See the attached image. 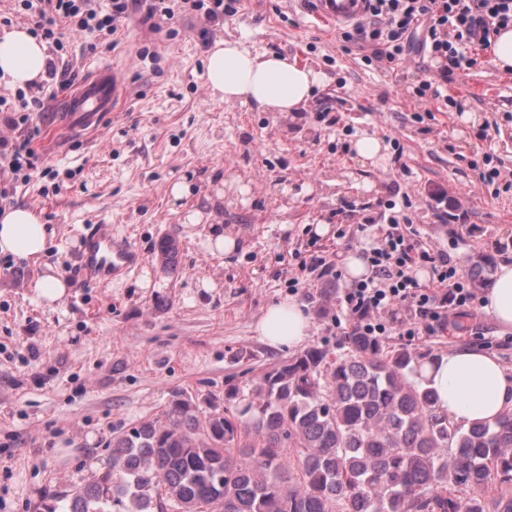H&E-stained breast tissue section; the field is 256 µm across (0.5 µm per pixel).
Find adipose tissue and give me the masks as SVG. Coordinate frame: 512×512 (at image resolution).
Masks as SVG:
<instances>
[{
	"label": "adipose tissue",
	"instance_id": "1",
	"mask_svg": "<svg viewBox=\"0 0 512 512\" xmlns=\"http://www.w3.org/2000/svg\"><path fill=\"white\" fill-rule=\"evenodd\" d=\"M48 60L45 43L28 29L20 27L0 36V78L10 86H37L46 77ZM205 81L221 100L293 114L307 107L321 76L290 57L255 55L240 40L222 38L207 52ZM46 244L45 226L32 210L0 212V254L36 259ZM481 310L502 331L512 332V257L499 261L482 296ZM310 327L303 307L291 299L268 307L255 331L271 347L296 348L306 341ZM420 374L435 390L439 410L455 422L492 421L512 411V374L484 351L463 348L431 358Z\"/></svg>",
	"mask_w": 512,
	"mask_h": 512
}]
</instances>
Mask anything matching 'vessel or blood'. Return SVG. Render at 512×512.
<instances>
[{
	"instance_id": "1",
	"label": "vessel or blood",
	"mask_w": 512,
	"mask_h": 512,
	"mask_svg": "<svg viewBox=\"0 0 512 512\" xmlns=\"http://www.w3.org/2000/svg\"><path fill=\"white\" fill-rule=\"evenodd\" d=\"M311 2L313 12L330 16L340 25L359 21L367 13L368 0ZM121 92L118 74L112 66L98 67L65 96L67 130L85 133L97 131L104 117L111 113ZM140 262L139 253L125 239L115 235L108 224L91 225L76 256L80 278L101 286L116 282Z\"/></svg>"
}]
</instances>
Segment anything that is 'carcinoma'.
Wrapping results in <instances>:
<instances>
[{"label":"carcinoma","instance_id":"obj_1","mask_svg":"<svg viewBox=\"0 0 512 512\" xmlns=\"http://www.w3.org/2000/svg\"><path fill=\"white\" fill-rule=\"evenodd\" d=\"M178 256L162 238V269ZM490 266L478 254L467 274L479 282ZM344 346L275 364L249 395L229 384L207 411L175 393L161 417L112 437L108 467L47 492L40 512H512V412L458 425L417 378L425 354L357 333Z\"/></svg>","mask_w":512,"mask_h":512}]
</instances>
